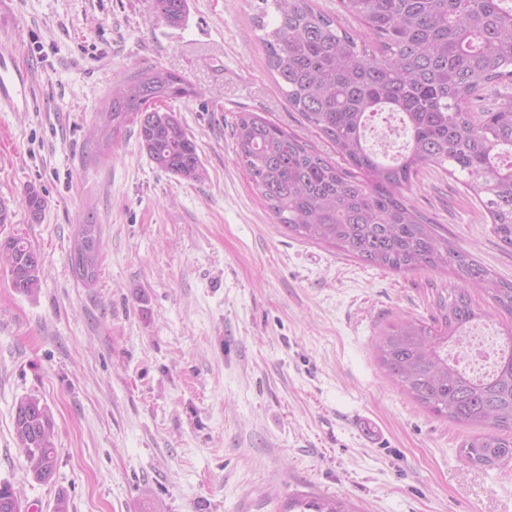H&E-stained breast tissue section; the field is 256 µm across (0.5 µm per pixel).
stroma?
<instances>
[{"label": "stroma", "mask_w": 512, "mask_h": 512, "mask_svg": "<svg viewBox=\"0 0 512 512\" xmlns=\"http://www.w3.org/2000/svg\"><path fill=\"white\" fill-rule=\"evenodd\" d=\"M155 0H0V51L32 104L0 112V197L45 263L22 295L0 274V482L30 512H277L298 494L358 512H512V464L473 465L470 429L426 411L387 378L373 344L397 319H429L444 272L397 273L288 235L253 188L233 136L251 112L330 160L263 63L255 0H189L180 27ZM160 66L196 87L173 102L207 179L161 170L136 132L101 157L88 129L115 84ZM46 205L32 223L23 202ZM405 197L456 246L512 282L479 202L440 168ZM94 216V287L74 277L78 224ZM51 407L56 473L28 475L17 402ZM373 422L366 438L358 423Z\"/></svg>", "instance_id": "35a3bbf8"}]
</instances>
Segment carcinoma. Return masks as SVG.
I'll list each match as a JSON object with an SVG mask.
<instances>
[{"mask_svg": "<svg viewBox=\"0 0 512 512\" xmlns=\"http://www.w3.org/2000/svg\"><path fill=\"white\" fill-rule=\"evenodd\" d=\"M361 19L371 41L354 37L313 0H261L257 27L268 71L291 107L328 140L346 165L333 162L296 136L250 113L239 116L238 159L289 234L322 243L394 272L443 271L460 285L438 292L425 321L403 318L374 344L391 381L412 400L453 422L482 429L463 445L482 467L512 463V336L499 339L493 368L471 374L451 350L493 314L512 318V282L497 280L458 250L403 190L436 165L479 200L503 248L512 250V99L471 111L487 87L512 81V0H340ZM188 0H155L158 18L182 25ZM198 95L181 76L141 67L113 88L92 137L109 150L115 135L133 128L149 159L189 183L206 169L179 115L167 104ZM382 112L399 115L406 143L395 162L381 160L366 129ZM24 203L31 222L45 201L30 186ZM101 229L93 218L78 225L70 254L77 280L99 277ZM0 265L11 287L31 295L44 261L24 238L0 239ZM488 300L483 310L470 289ZM13 427L33 479L50 481L57 464L53 415L35 395L21 398ZM0 512H22L8 483H0ZM281 512H351L341 499L295 495Z\"/></svg>", "mask_w": 512, "mask_h": 512, "instance_id": "carcinoma-1", "label": "carcinoma"}]
</instances>
